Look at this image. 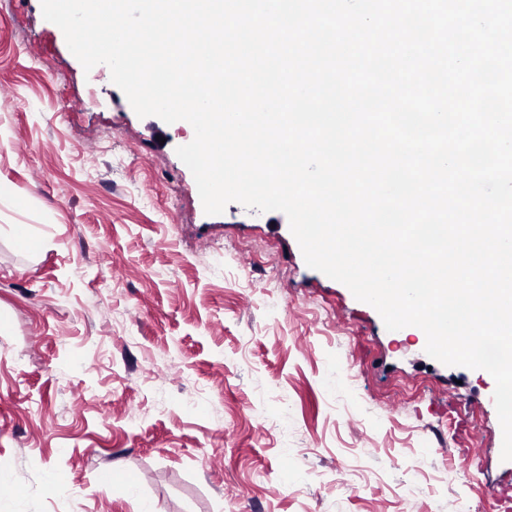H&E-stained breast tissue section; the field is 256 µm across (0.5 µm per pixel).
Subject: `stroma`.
Segmentation results:
<instances>
[{
  "mask_svg": "<svg viewBox=\"0 0 512 512\" xmlns=\"http://www.w3.org/2000/svg\"><path fill=\"white\" fill-rule=\"evenodd\" d=\"M193 136L0 0V512H136L125 481L156 512H500L493 378L390 334L282 212L206 214Z\"/></svg>",
  "mask_w": 512,
  "mask_h": 512,
  "instance_id": "35a3bbf8",
  "label": "stroma"
}]
</instances>
